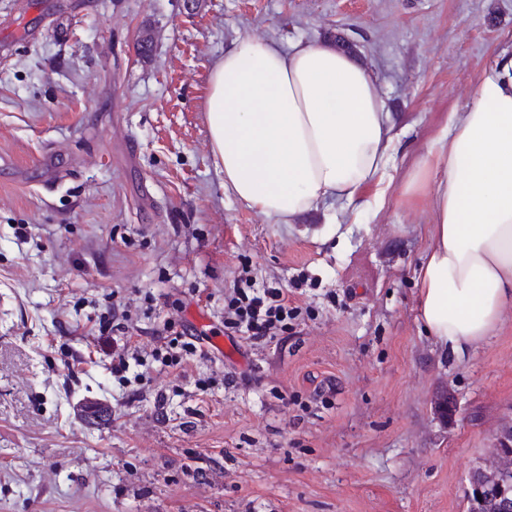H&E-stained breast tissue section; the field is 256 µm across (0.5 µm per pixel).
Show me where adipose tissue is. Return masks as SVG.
Instances as JSON below:
<instances>
[{
  "label": "adipose tissue",
  "mask_w": 512,
  "mask_h": 512,
  "mask_svg": "<svg viewBox=\"0 0 512 512\" xmlns=\"http://www.w3.org/2000/svg\"><path fill=\"white\" fill-rule=\"evenodd\" d=\"M224 188L277 224L354 202L393 162V122L372 72L329 42L239 40L210 71L204 102ZM427 196L430 243L417 319L463 352L512 306V55L477 78L404 196Z\"/></svg>",
  "instance_id": "1"
}]
</instances>
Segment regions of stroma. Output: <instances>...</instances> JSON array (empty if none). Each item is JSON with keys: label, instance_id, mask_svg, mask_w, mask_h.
<instances>
[{"label": "stroma", "instance_id": "35a3bbf8", "mask_svg": "<svg viewBox=\"0 0 512 512\" xmlns=\"http://www.w3.org/2000/svg\"><path fill=\"white\" fill-rule=\"evenodd\" d=\"M339 36L394 120L392 181L360 217L272 223L215 169L210 67ZM506 54L512 0H0V512H466L512 427V308L462 355L426 336L431 212L403 192ZM244 274L297 282L287 335L156 361L167 319L223 332ZM117 303L131 403L95 332Z\"/></svg>", "mask_w": 512, "mask_h": 512}]
</instances>
